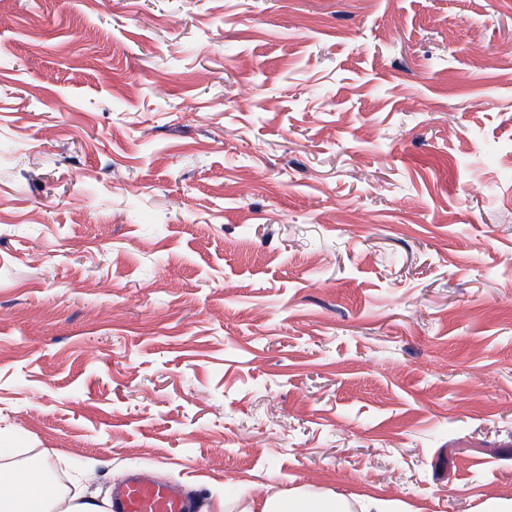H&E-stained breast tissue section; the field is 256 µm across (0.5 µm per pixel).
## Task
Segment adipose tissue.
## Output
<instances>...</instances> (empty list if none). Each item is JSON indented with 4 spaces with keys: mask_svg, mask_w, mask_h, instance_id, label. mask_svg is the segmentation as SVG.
<instances>
[{
    "mask_svg": "<svg viewBox=\"0 0 512 512\" xmlns=\"http://www.w3.org/2000/svg\"><path fill=\"white\" fill-rule=\"evenodd\" d=\"M52 469L50 458L39 457L28 462L25 470L0 475V512H102L99 505L68 496L29 494L27 477L45 475ZM218 512H350L349 502L333 494L316 495L302 489L286 493L247 496L235 502L219 501Z\"/></svg>",
    "mask_w": 512,
    "mask_h": 512,
    "instance_id": "obj_1",
    "label": "adipose tissue"
}]
</instances>
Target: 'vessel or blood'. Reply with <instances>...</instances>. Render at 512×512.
<instances>
[{"instance_id": "b4317fda", "label": "vessel or blood", "mask_w": 512, "mask_h": 512, "mask_svg": "<svg viewBox=\"0 0 512 512\" xmlns=\"http://www.w3.org/2000/svg\"><path fill=\"white\" fill-rule=\"evenodd\" d=\"M192 502L170 485L136 473L112 500V512H191Z\"/></svg>"}]
</instances>
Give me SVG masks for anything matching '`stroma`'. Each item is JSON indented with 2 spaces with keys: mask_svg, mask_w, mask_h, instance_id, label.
Returning <instances> with one entry per match:
<instances>
[{
  "mask_svg": "<svg viewBox=\"0 0 512 512\" xmlns=\"http://www.w3.org/2000/svg\"><path fill=\"white\" fill-rule=\"evenodd\" d=\"M0 448L512 500V0H0Z\"/></svg>",
  "mask_w": 512,
  "mask_h": 512,
  "instance_id": "obj_1",
  "label": "stroma"
}]
</instances>
